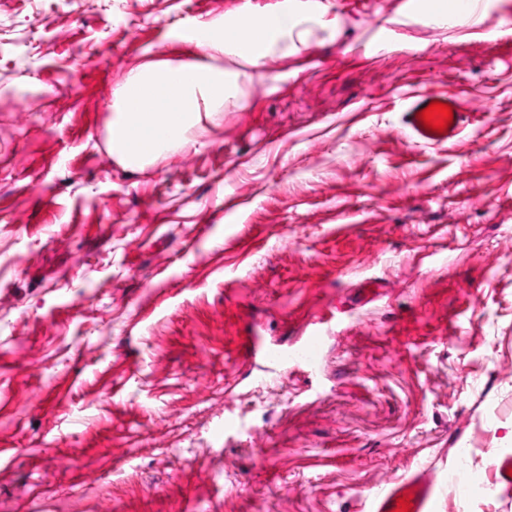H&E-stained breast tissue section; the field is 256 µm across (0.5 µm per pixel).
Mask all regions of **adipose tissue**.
I'll return each mask as SVG.
<instances>
[{"label": "adipose tissue", "instance_id": "1", "mask_svg": "<svg viewBox=\"0 0 512 512\" xmlns=\"http://www.w3.org/2000/svg\"><path fill=\"white\" fill-rule=\"evenodd\" d=\"M201 30L208 61L150 63L132 71L115 92L110 150L125 166L144 167L201 135L238 90L237 75L212 66L211 58L270 44L277 32L270 20L256 15L231 24L211 21Z\"/></svg>", "mask_w": 512, "mask_h": 512}]
</instances>
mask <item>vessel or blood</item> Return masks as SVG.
Instances as JSON below:
<instances>
[{"label": "vessel or blood", "instance_id": "b4317fda", "mask_svg": "<svg viewBox=\"0 0 512 512\" xmlns=\"http://www.w3.org/2000/svg\"><path fill=\"white\" fill-rule=\"evenodd\" d=\"M440 101L450 105L453 121L444 132L425 129L418 114L430 102ZM467 122V114L460 98L453 93H423L412 97L404 110V124L407 134L420 147L445 146L459 136ZM440 490L434 478L426 472H416L407 478L389 483L385 488L371 496L367 512H397L399 498L409 499V512H437Z\"/></svg>", "mask_w": 512, "mask_h": 512}]
</instances>
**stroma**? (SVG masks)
<instances>
[{
	"label": "stroma",
	"mask_w": 512,
	"mask_h": 512,
	"mask_svg": "<svg viewBox=\"0 0 512 512\" xmlns=\"http://www.w3.org/2000/svg\"><path fill=\"white\" fill-rule=\"evenodd\" d=\"M453 6L305 0L216 58L242 95L203 138L132 169L128 74L278 0H0V512H364L420 469L438 512H512V0ZM444 87L470 123L415 146ZM313 322L318 374L240 357ZM433 100L447 103L453 110V122L443 133L425 129L424 122L418 119V113ZM467 117L468 114L464 111L461 99L448 91L417 94L408 101L404 110L407 134L417 146L423 148L445 146L455 141L466 127Z\"/></svg>",
	"instance_id": "obj_1"
}]
</instances>
